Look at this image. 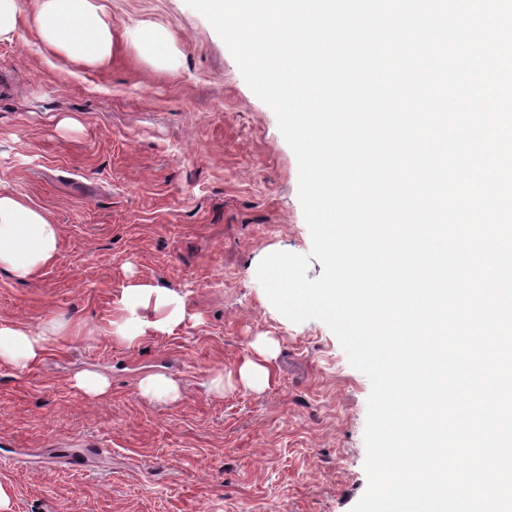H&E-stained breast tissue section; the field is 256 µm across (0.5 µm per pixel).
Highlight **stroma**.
I'll return each mask as SVG.
<instances>
[{"label":"stroma","mask_w":512,"mask_h":512,"mask_svg":"<svg viewBox=\"0 0 512 512\" xmlns=\"http://www.w3.org/2000/svg\"><path fill=\"white\" fill-rule=\"evenodd\" d=\"M90 2L123 36L106 68L27 29L0 42V191L50 212L62 241L38 279L0 272V321L65 325L35 367L0 364L12 512H351L368 486L370 381L324 322H291L256 276L271 253L311 250L274 112L184 0ZM143 22L173 35L169 68L139 56ZM133 278L183 296L172 333L105 337ZM262 337L278 352L268 383L209 391ZM83 370L109 379L105 396L73 386ZM156 374L180 400L141 395Z\"/></svg>","instance_id":"obj_1"}]
</instances>
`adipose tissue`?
<instances>
[{"mask_svg":"<svg viewBox=\"0 0 512 512\" xmlns=\"http://www.w3.org/2000/svg\"><path fill=\"white\" fill-rule=\"evenodd\" d=\"M27 27L54 53L90 68L108 66L117 47L106 15L90 0H33L28 16L19 0H0V41L13 40ZM137 47L154 65L169 64L176 54L168 30L156 25L141 26ZM60 248V227L47 210L23 194L0 193V270L16 281H32L55 263ZM185 317V303L177 293L132 279L112 325L119 338L131 343L149 329L172 332ZM63 330L55 320L37 331L0 322V363L19 370L36 366Z\"/></svg>","mask_w":512,"mask_h":512,"instance_id":"ef3b65f1","label":"adipose tissue"}]
</instances>
